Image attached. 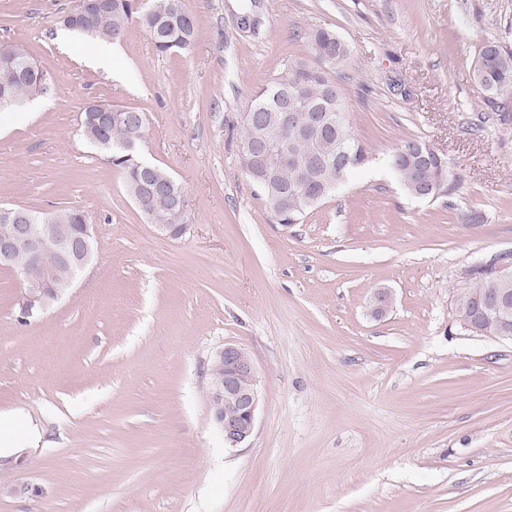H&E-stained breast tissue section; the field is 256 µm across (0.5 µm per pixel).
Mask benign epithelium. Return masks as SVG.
Segmentation results:
<instances>
[{
  "mask_svg": "<svg viewBox=\"0 0 512 512\" xmlns=\"http://www.w3.org/2000/svg\"><path fill=\"white\" fill-rule=\"evenodd\" d=\"M111 0H77L70 11L79 15L84 22L92 20L96 12L106 11ZM0 53L10 59V67L31 71L39 94L46 93L50 77L37 65L26 59L22 53L4 49ZM90 126L87 138L94 144L101 139L91 133V128H106L112 123V111L102 110L84 116ZM282 129L294 127L307 135L334 129L341 131V113L332 112H247L243 126L254 130L253 136L243 142L239 151L242 170L259 186L272 188L269 206L276 211L288 204V193L275 188L278 171L286 166L294 168L298 176L311 180L315 163L288 152L280 139L268 134L270 125ZM410 153L419 158L420 165L413 171L412 191L420 199L436 192L437 181L429 175L427 163L429 148H414ZM336 165V171L344 173L352 161V148L347 138L336 140V147L329 157ZM170 195L173 204L181 213H186V198L182 186L173 178L151 179L141 185V190L132 194L137 206L148 198L161 199ZM95 228L91 224L80 225L74 231L71 224L59 217L36 215L18 207L0 206V267L13 271L27 286L22 304L28 313L42 311L57 301L72 288L78 274L89 262L93 251ZM48 250L59 256L56 266L48 268L40 263L41 256ZM26 253L31 262L16 263V256ZM392 293L387 288H378L370 295L369 309L373 316L381 317L391 308ZM456 316L461 327L468 331L490 337L512 341V289L511 288H468L458 294L455 303ZM206 392L211 420L222 433L227 448H239L252 437L259 407V378L248 354L235 344H226L211 358L207 372Z\"/></svg>",
  "mask_w": 512,
  "mask_h": 512,
  "instance_id": "7a95c632",
  "label": "benign epithelium"
}]
</instances>
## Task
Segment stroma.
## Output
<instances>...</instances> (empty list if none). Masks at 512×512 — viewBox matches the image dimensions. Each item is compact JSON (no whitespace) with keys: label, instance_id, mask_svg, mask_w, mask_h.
<instances>
[{"label":"stroma","instance_id":"1","mask_svg":"<svg viewBox=\"0 0 512 512\" xmlns=\"http://www.w3.org/2000/svg\"><path fill=\"white\" fill-rule=\"evenodd\" d=\"M184 3L188 50L158 54L134 23L100 67L103 42L59 22L75 0H0V42L53 78L0 112V204L96 227L41 314L22 318L24 285L0 269V414L36 430L23 466L0 458V512H512V342L455 313L469 269L512 264V129H470L487 110L474 61L512 48V0ZM316 29L349 50L334 78L377 159L283 226L240 168L242 117L286 60L315 62ZM90 104L144 113L140 155L182 183L184 236L148 224L77 135ZM405 137L444 155L452 194L404 193L383 159ZM380 287L394 306L374 318ZM228 343L259 376L239 448L205 394Z\"/></svg>","mask_w":512,"mask_h":512}]
</instances>
